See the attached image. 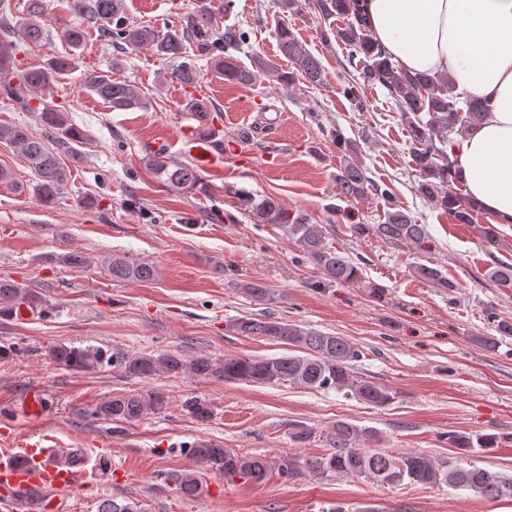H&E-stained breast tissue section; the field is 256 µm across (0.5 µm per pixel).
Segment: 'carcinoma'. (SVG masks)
Wrapping results in <instances>:
<instances>
[{"label":"carcinoma","mask_w":512,"mask_h":512,"mask_svg":"<svg viewBox=\"0 0 512 512\" xmlns=\"http://www.w3.org/2000/svg\"><path fill=\"white\" fill-rule=\"evenodd\" d=\"M284 14L302 11V6L316 11L323 19L334 18L343 25L333 30L334 36L349 49L348 60L362 56L364 66L349 79L343 94L359 109H364L361 92L369 85L380 84L395 98L398 109L405 118L409 134V154L416 172L420 175L418 191L431 198L451 216L457 224L473 223L475 206L457 188L460 181L452 175V162L446 145L454 136L480 123L484 103L479 99L463 107L457 106L453 96L452 81L448 76L429 73L397 71L390 63L384 48L373 38L360 12V0H278ZM70 8L82 19L79 25H66L57 30L58 38L68 47V53L55 56L41 67L31 69L21 76L19 85H3L0 97L13 102L18 108L36 114L44 126V134L37 137L24 126L0 124V144L17 149L34 176L32 191L45 204L57 200L67 188L70 172L59 155V146L71 149L84 139L83 130L71 123L68 113L60 111L54 101L43 91L59 83L76 67L78 51L83 47L88 30L94 29L102 36L115 40L132 50L146 49L161 58H178L186 54L191 45L198 55L208 58L213 71L229 83L250 84L261 76L277 79L288 85L293 76L282 72L274 64L257 60L255 68L248 69L230 55L220 51L221 46L241 42L245 33L234 28L219 32L210 5L206 0H196L183 23L177 29L161 32L152 26L138 25L123 18L117 0H69ZM47 0H27L26 13L19 22V32L29 42L41 41L45 34ZM279 51L294 65L302 79L317 86L323 83L322 64L309 53L282 21L276 30ZM181 84L194 87L201 74L192 63H183L173 74ZM84 87L104 100L114 111L130 112L147 108V102L136 88L124 81H117L107 72L93 71L85 75ZM186 111L202 126L208 125L211 104L205 98L189 97ZM428 115L423 120L421 113ZM330 138L343 154L336 172L338 195L346 200L362 199L370 194L387 204L384 221L380 224H355L352 232L357 237L374 235L392 245H419L426 236V227L418 224L396 207L390 192L373 183L362 166L355 161L358 146L336 128ZM148 164L170 186L181 190L198 187L201 178L193 167L154 153ZM248 213L255 224H277L294 239L303 253L320 273L315 281L319 289L336 284H352L365 289L371 297L381 300L386 289L367 280L362 267L341 256L327 243L328 230L324 224H314L304 213L290 214L273 197L259 200L246 199ZM479 237L486 251L506 247L495 224L478 226ZM107 271L115 280L147 281L154 276L151 264L128 257H112L106 261ZM415 274L438 288L453 290L455 284L435 267L421 264ZM491 281L512 287V264L498 263L488 269ZM244 292L253 301L268 304L275 300V290L260 283H247ZM39 292L11 279L0 280V317L10 318L17 305L24 303L35 310L42 306ZM487 319L496 335L481 336L478 343L487 351H496L500 341L512 336V321L503 319L494 308L487 311ZM234 330L246 336H267L297 349V353L279 357H229L219 363L201 356L186 359L179 354L166 353L128 354L110 353L100 347H75L55 345L48 351L52 361L73 370L93 368L104 363L124 371L130 376L148 379L160 372L169 375L191 373L212 375L226 381H243L255 384L290 382L308 388L334 389L374 407H385L394 399L387 387L353 375L351 363L359 360L362 350L343 336L307 329L293 321L281 318H255L243 316L233 323ZM168 397L159 389L141 393L112 396L100 403L95 415L105 421L124 423L137 421L147 415L162 412ZM188 415L204 422L211 417L210 404L193 398L183 405ZM371 436V431L359 430L346 422L336 423L334 451L315 458H298L290 455L272 462L264 456L239 455L224 448L217 441L199 439L188 450L194 463L221 473L226 478H242L259 483L271 466L288 478L303 475L336 472L344 475L363 476L381 484L397 485L405 481L417 484H445L454 489L473 490L489 498L511 497L512 479L471 466L455 463L444 465L428 455L404 452L392 455L387 451L358 447L360 438ZM499 434L477 437L451 434L448 444L468 452L475 448L487 450L495 447ZM172 481L184 495L193 496L199 490L195 471H181L172 475ZM98 512H139L133 502L116 497L103 500Z\"/></svg>","instance_id":"cac0c4a2"}]
</instances>
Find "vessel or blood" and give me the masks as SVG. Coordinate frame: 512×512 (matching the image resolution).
<instances>
[{"label":"vessel or blood","instance_id":"1","mask_svg":"<svg viewBox=\"0 0 512 512\" xmlns=\"http://www.w3.org/2000/svg\"><path fill=\"white\" fill-rule=\"evenodd\" d=\"M184 153L198 166L211 171L224 167V142L218 133L189 132ZM80 484L77 463L63 460L59 449L30 440L21 449H0V505L7 512H46L47 502H35V492L67 493Z\"/></svg>","mask_w":512,"mask_h":512}]
</instances>
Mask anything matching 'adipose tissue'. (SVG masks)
<instances>
[{"mask_svg":"<svg viewBox=\"0 0 512 512\" xmlns=\"http://www.w3.org/2000/svg\"><path fill=\"white\" fill-rule=\"evenodd\" d=\"M394 68L442 73L485 102L448 153L453 173L497 224H512V0H360Z\"/></svg>","mask_w":512,"mask_h":512,"instance_id":"adipose-tissue-1","label":"adipose tissue"}]
</instances>
